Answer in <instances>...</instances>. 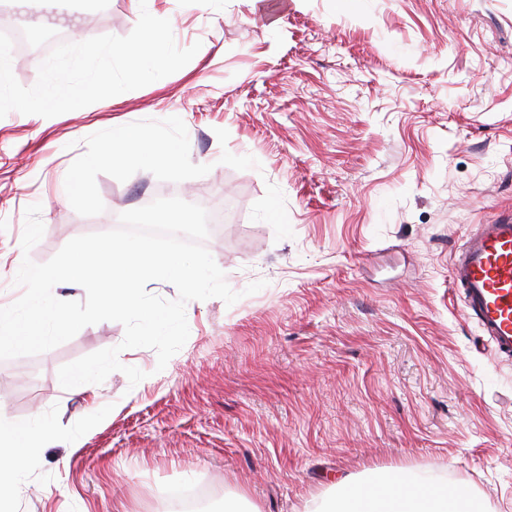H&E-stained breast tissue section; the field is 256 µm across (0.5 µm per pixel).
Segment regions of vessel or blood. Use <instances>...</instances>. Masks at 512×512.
<instances>
[{"label": "vessel or blood", "instance_id": "vessel-or-blood-1", "mask_svg": "<svg viewBox=\"0 0 512 512\" xmlns=\"http://www.w3.org/2000/svg\"><path fill=\"white\" fill-rule=\"evenodd\" d=\"M463 311L497 354L512 355V216L479 225L451 267Z\"/></svg>", "mask_w": 512, "mask_h": 512}]
</instances>
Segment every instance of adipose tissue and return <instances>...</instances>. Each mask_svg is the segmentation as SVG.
Here are the masks:
<instances>
[{
    "label": "adipose tissue",
    "instance_id": "ef3b65f1",
    "mask_svg": "<svg viewBox=\"0 0 512 512\" xmlns=\"http://www.w3.org/2000/svg\"><path fill=\"white\" fill-rule=\"evenodd\" d=\"M48 440L45 432L27 425L0 422V491L11 486L13 472L22 469L37 448ZM387 503L389 512H424L419 490L402 477L394 475L384 481L377 493H370L366 486L345 484L334 505L333 512H372L375 501Z\"/></svg>",
    "mask_w": 512,
    "mask_h": 512
}]
</instances>
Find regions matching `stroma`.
<instances>
[{"mask_svg":"<svg viewBox=\"0 0 512 512\" xmlns=\"http://www.w3.org/2000/svg\"><path fill=\"white\" fill-rule=\"evenodd\" d=\"M87 10L68 42L128 35L133 0ZM179 71L52 118H0V303L23 258L110 231L160 194L234 202L204 242L229 286L186 305L189 338L96 385L61 366L118 345L103 321L0 361V419L49 434L10 512H159L201 484L210 512H330L339 482L401 473L512 512V356L494 353L450 280L477 225L512 214V0H147ZM156 158L114 165L115 129ZM177 163L164 161V153ZM42 239L23 252L24 210ZM265 280L252 295L244 290ZM145 139V133L135 127H125L120 129L116 134L113 135L112 140V152H107L103 156V160L112 164L122 163L132 158L126 154L119 153L116 151L114 146H129L139 145Z\"/></svg>","mask_w":512,"mask_h":512,"instance_id":"obj_1","label":"stroma"}]
</instances>
